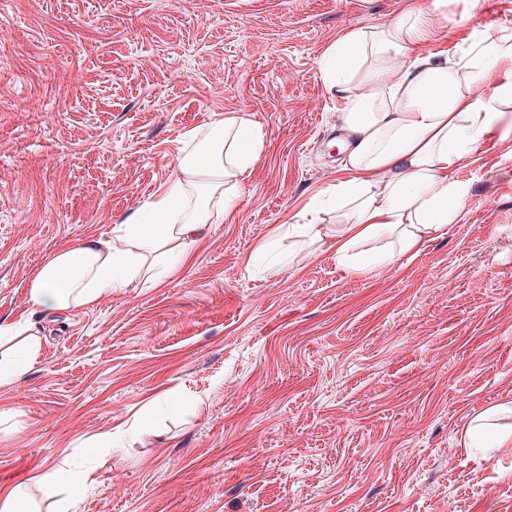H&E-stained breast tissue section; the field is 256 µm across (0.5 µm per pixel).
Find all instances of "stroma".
<instances>
[{"instance_id": "35a3bbf8", "label": "stroma", "mask_w": 512, "mask_h": 512, "mask_svg": "<svg viewBox=\"0 0 512 512\" xmlns=\"http://www.w3.org/2000/svg\"><path fill=\"white\" fill-rule=\"evenodd\" d=\"M406 0H0V321L60 245L176 172L191 129L247 112L266 148L190 263L37 316L0 385V490L90 482L74 512H512V447L464 445L512 403V111L457 178L459 223L366 276L300 242L343 122L323 55ZM436 47L512 32V0H455ZM37 328V323L31 319L0 321V342L11 340L16 336H27L30 339L23 361L5 365L2 359L0 360V385L13 383L20 374L36 362L38 358Z\"/></svg>"}]
</instances>
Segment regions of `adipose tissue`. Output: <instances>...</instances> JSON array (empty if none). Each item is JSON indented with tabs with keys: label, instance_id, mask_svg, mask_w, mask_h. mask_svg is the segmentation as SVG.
<instances>
[{
	"label": "adipose tissue",
	"instance_id": "1",
	"mask_svg": "<svg viewBox=\"0 0 512 512\" xmlns=\"http://www.w3.org/2000/svg\"><path fill=\"white\" fill-rule=\"evenodd\" d=\"M434 23L408 6L389 23L353 28L324 55L322 80L335 98L352 146L344 177L328 184L306 212L299 235L322 236V202L336 206L338 264L355 274L416 255L425 238L458 223L470 194L453 173L475 151L499 108H512V35L482 32L452 51H426ZM266 131L240 112L193 129L176 149L177 177L162 185L116 226L117 242L84 239L53 251L29 282L32 310L51 313L89 306L127 287L140 274L139 252L156 254L149 279L164 283L190 259L204 225L223 223L264 151ZM37 324L0 321V342L29 344L23 361L0 362L10 384L38 358ZM512 406L480 415L467 432L470 448H508L512 428L496 426Z\"/></svg>",
	"mask_w": 512,
	"mask_h": 512
}]
</instances>
